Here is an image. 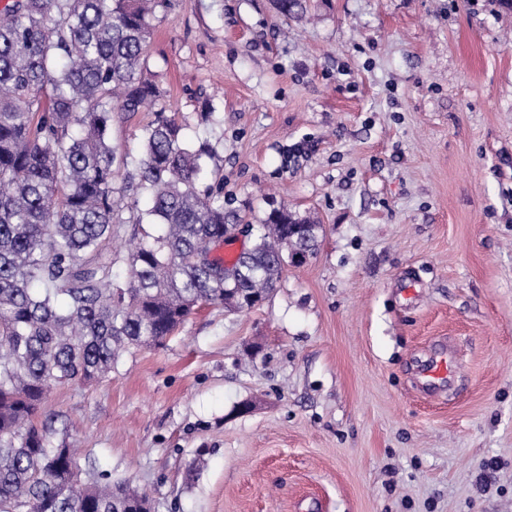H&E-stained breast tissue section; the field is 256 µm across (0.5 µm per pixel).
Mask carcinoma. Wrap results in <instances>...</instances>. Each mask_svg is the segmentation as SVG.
I'll return each mask as SVG.
<instances>
[{
    "mask_svg": "<svg viewBox=\"0 0 512 512\" xmlns=\"http://www.w3.org/2000/svg\"><path fill=\"white\" fill-rule=\"evenodd\" d=\"M170 0H4L0 5V512H141L125 482L81 479L74 449L38 421L49 392L92 385L121 353L156 347L233 286L266 299L288 260L313 251L321 225L274 207L250 249L201 262L246 222L222 189L201 191L203 157L175 116L142 128L134 172L112 146L116 112L163 91L145 59ZM285 19L304 0H274ZM117 224H155L113 277Z\"/></svg>",
    "mask_w": 512,
    "mask_h": 512,
    "instance_id": "cac0c4a2",
    "label": "carcinoma"
}]
</instances>
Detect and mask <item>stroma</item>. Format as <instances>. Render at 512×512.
Masks as SVG:
<instances>
[{
    "label": "stroma",
    "mask_w": 512,
    "mask_h": 512,
    "mask_svg": "<svg viewBox=\"0 0 512 512\" xmlns=\"http://www.w3.org/2000/svg\"><path fill=\"white\" fill-rule=\"evenodd\" d=\"M148 68L165 95L115 114L119 150L177 114L251 223L322 232L261 306L56 389L54 443L151 512H512V7L171 0Z\"/></svg>",
    "instance_id": "35a3bbf8"
}]
</instances>
